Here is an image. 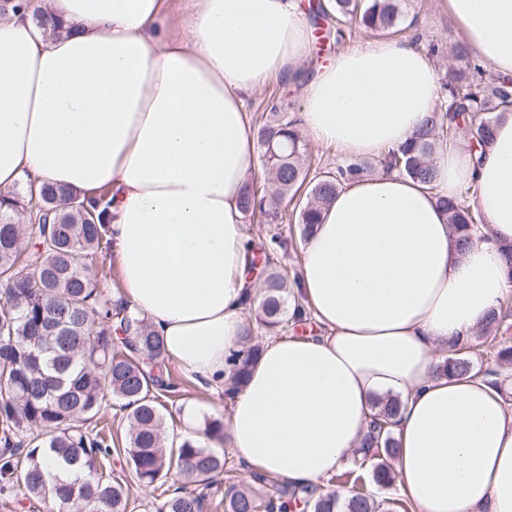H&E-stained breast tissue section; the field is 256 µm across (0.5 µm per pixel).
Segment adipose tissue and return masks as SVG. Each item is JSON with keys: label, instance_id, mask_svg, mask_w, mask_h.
Returning <instances> with one entry per match:
<instances>
[{"label": "adipose tissue", "instance_id": "adipose-tissue-1", "mask_svg": "<svg viewBox=\"0 0 512 512\" xmlns=\"http://www.w3.org/2000/svg\"><path fill=\"white\" fill-rule=\"evenodd\" d=\"M481 63L512 78V0H448ZM312 49L297 0H10L0 15V193L21 182L109 192L119 291L168 357L223 391L239 349L251 253L240 198L256 135L246 102ZM405 39L337 52L303 89L299 128L381 156L438 99ZM427 186L398 173L344 183L303 239L301 303L320 330L266 336L228 399L249 472L321 485L351 464L380 401L399 398L397 485L409 512H512V378L440 373L512 294V114L483 154L457 142ZM471 186L484 220L458 246L438 197Z\"/></svg>", "mask_w": 512, "mask_h": 512}]
</instances>
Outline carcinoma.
Here are the masks:
<instances>
[{
	"mask_svg": "<svg viewBox=\"0 0 512 512\" xmlns=\"http://www.w3.org/2000/svg\"><path fill=\"white\" fill-rule=\"evenodd\" d=\"M313 25L331 34L333 24L357 19L378 35L399 32L401 0H330L309 11ZM459 65L442 77L441 100L422 126L398 150L376 162L344 158L332 168L314 172L303 167L307 143L298 119L284 112L256 128V139L268 175L262 196L248 189L242 213L256 210L278 218L282 204L297 203L301 235L319 223L322 209L346 180L375 170L396 171L426 185L435 181L432 157L466 133L470 147L490 140L500 114L512 110V78L477 79L471 71L470 47L453 44ZM470 188L452 198H439L448 223L462 232L481 223L469 204ZM76 198L96 214L85 224L79 211L58 208V199ZM108 194L85 202L79 195L43 186L38 196L26 190L9 201L0 198V493L21 487L31 504L47 512H133L127 482L114 475L112 456L121 452L137 481L154 494L147 509L157 512H203L208 490L231 471L225 454L195 440L166 447L162 410L177 392L161 336L146 318L112 291L111 272L94 258L107 254L104 214ZM27 212L31 224L16 223ZM296 277L265 261L260 274L262 300L251 324L274 330L309 320L292 288ZM509 307L482 326L483 341L454 342L442 371L464 377L484 364V350L494 352L495 368L512 367V347H502L492 333ZM261 350L260 336L247 327L241 348L227 358L224 394L243 386L249 365ZM121 401L128 433L125 446L114 448L112 436L98 428L112 406ZM400 401L388 399L374 414L363 445L350 467L339 474L350 485L339 503L336 493L320 486L285 484L268 475H254L257 487L229 485L215 507L224 512H408L397 494L393 461L397 442L392 427ZM53 451L67 469L48 474L40 457Z\"/></svg>",
	"mask_w": 512,
	"mask_h": 512,
	"instance_id": "cac0c4a2",
	"label": "carcinoma"
}]
</instances>
